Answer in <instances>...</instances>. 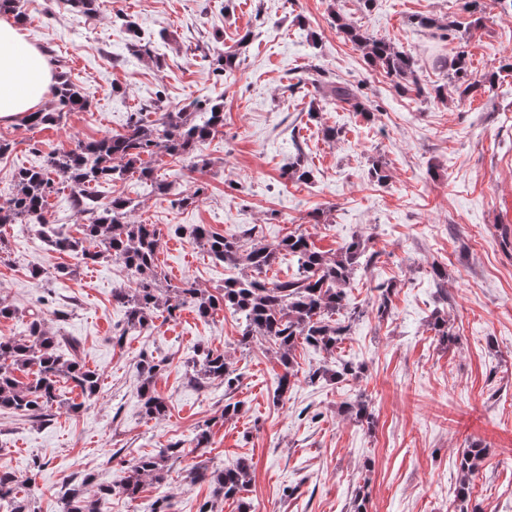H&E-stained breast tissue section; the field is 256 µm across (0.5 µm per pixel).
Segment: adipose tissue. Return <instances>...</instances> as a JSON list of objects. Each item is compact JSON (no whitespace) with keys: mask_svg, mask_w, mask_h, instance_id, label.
Instances as JSON below:
<instances>
[{"mask_svg":"<svg viewBox=\"0 0 512 512\" xmlns=\"http://www.w3.org/2000/svg\"><path fill=\"white\" fill-rule=\"evenodd\" d=\"M51 82L42 51L25 40L17 24L0 20V120L18 122L39 109Z\"/></svg>","mask_w":512,"mask_h":512,"instance_id":"ef3b65f1","label":"adipose tissue"}]
</instances>
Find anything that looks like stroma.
Returning <instances> with one entry per match:
<instances>
[{
  "label": "stroma",
  "mask_w": 512,
  "mask_h": 512,
  "mask_svg": "<svg viewBox=\"0 0 512 512\" xmlns=\"http://www.w3.org/2000/svg\"><path fill=\"white\" fill-rule=\"evenodd\" d=\"M99 0L95 16L64 8L61 0H19L22 32L64 65L91 104L60 125L31 128L0 121V201L17 186L21 167L44 165L49 154L77 140L125 132L131 115L152 121L195 102L223 100L224 126L201 147L207 168L192 159L158 155L166 192L128 178L94 187L101 202L132 199L129 221L152 224L161 239L158 262L168 280L194 281L215 292L229 269L193 244L204 224L223 235L257 226L273 243L293 233L310 237L327 256L360 237L374 263L359 266L348 289L357 311L334 352L306 345L295 352V377L284 401V372L264 340L238 345L242 324L231 311L201 319L192 308L155 319L142 332L124 333L125 310L113 289L131 275L117 263L86 265L67 252L49 251L36 226L0 227V337L29 334V309L49 294L44 316L79 343V355L100 375V389L83 400L61 384L62 402L43 422L0 412V469L21 481L33 512H61L59 490L73 476L91 475L113 487L102 512H151L161 498L172 512H198L210 499L205 482H190L194 466L222 468L247 459L252 481L242 501L217 512H349L358 493L368 512H460L454 498L464 448L489 454L472 478L471 506L512 512V76L494 91L461 96L454 78L458 52L480 77L498 72L512 54V19L497 0ZM340 13L373 38L411 53L420 92L396 88L371 67L363 49L344 40L332 21ZM435 18L432 26L422 17ZM131 18L151 44L133 51L121 26ZM455 29H447L449 21ZM248 43H241L244 33ZM238 53L235 68L213 70L216 49ZM327 82L361 88L372 118L343 109L322 93ZM442 96H435V88ZM331 126L336 139L324 138ZM302 162L306 183L281 173ZM386 182H377L373 167ZM204 193L196 204L182 197ZM48 218L79 236L85 216L75 212L71 189L56 180ZM445 276L435 279L434 268ZM44 270L42 281L31 278ZM392 285V307L378 316L377 285ZM442 315L458 341L439 345L432 329ZM224 351L239 382L197 385L190 362L197 349ZM164 362L155 387L167 399L159 419L141 411L138 362ZM345 360L359 378L309 382L310 371ZM366 400L372 425L344 416L343 402ZM243 403L225 419L226 400ZM78 403L80 411L69 408ZM210 444L196 446L200 426ZM180 443L184 455L167 480L145 481L137 499L118 487L134 457Z\"/></svg>",
  "instance_id": "obj_1"
}]
</instances>
